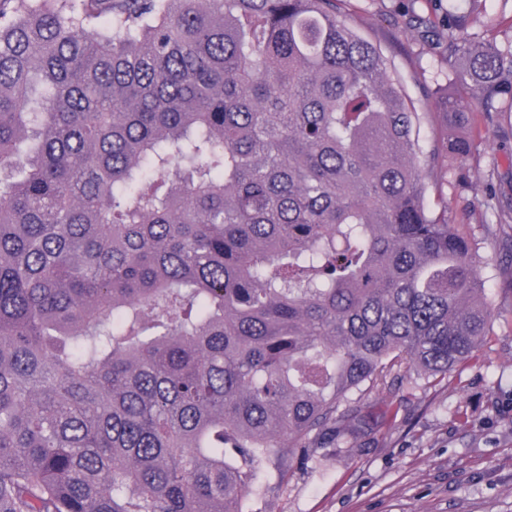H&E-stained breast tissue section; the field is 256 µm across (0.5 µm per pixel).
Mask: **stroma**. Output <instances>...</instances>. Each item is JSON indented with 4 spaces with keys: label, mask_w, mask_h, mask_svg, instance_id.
I'll list each match as a JSON object with an SVG mask.
<instances>
[{
    "label": "stroma",
    "mask_w": 512,
    "mask_h": 512,
    "mask_svg": "<svg viewBox=\"0 0 512 512\" xmlns=\"http://www.w3.org/2000/svg\"><path fill=\"white\" fill-rule=\"evenodd\" d=\"M447 0H351L356 27L381 47L416 100L436 101L450 79L445 46L406 31L407 14H443ZM472 138L479 166L448 164V221L469 225L483 243L482 273L497 316L472 360L448 376L408 370L384 395L352 401L362 421L353 445L321 449L317 458L249 502L251 512H512V223L481 212L486 189L512 203V116L478 122ZM493 170L485 181V170Z\"/></svg>",
    "instance_id": "obj_1"
}]
</instances>
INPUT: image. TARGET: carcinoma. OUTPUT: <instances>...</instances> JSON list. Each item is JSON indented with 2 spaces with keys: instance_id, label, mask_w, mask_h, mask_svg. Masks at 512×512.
I'll list each match as a JSON object with an SVG mask.
<instances>
[{
  "instance_id": "1",
  "label": "carcinoma",
  "mask_w": 512,
  "mask_h": 512,
  "mask_svg": "<svg viewBox=\"0 0 512 512\" xmlns=\"http://www.w3.org/2000/svg\"><path fill=\"white\" fill-rule=\"evenodd\" d=\"M349 0H0V512H250L395 362L486 336L482 241ZM455 3L435 102H512ZM496 223L512 210L488 194Z\"/></svg>"
}]
</instances>
